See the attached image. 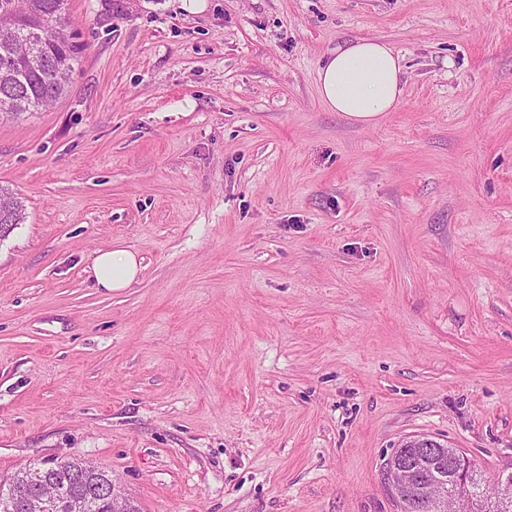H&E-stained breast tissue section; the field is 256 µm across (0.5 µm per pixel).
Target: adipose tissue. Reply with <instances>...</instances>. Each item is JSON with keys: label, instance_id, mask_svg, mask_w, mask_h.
I'll return each instance as SVG.
<instances>
[{"label": "adipose tissue", "instance_id": "obj_1", "mask_svg": "<svg viewBox=\"0 0 512 512\" xmlns=\"http://www.w3.org/2000/svg\"><path fill=\"white\" fill-rule=\"evenodd\" d=\"M402 59L383 42L358 39L338 46L318 71L321 101L349 120L375 124L402 97ZM141 272L138 256L124 248L97 251L92 273L98 287L119 291Z\"/></svg>", "mask_w": 512, "mask_h": 512}]
</instances>
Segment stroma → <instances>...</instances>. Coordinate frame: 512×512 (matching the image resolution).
Instances as JSON below:
<instances>
[{
    "label": "stroma",
    "mask_w": 512,
    "mask_h": 512,
    "mask_svg": "<svg viewBox=\"0 0 512 512\" xmlns=\"http://www.w3.org/2000/svg\"><path fill=\"white\" fill-rule=\"evenodd\" d=\"M70 15L67 94L0 123V482L77 454L141 512H400L407 437L511 466L512 0ZM355 38L402 58L370 127L318 94ZM6 208L12 218L11 223L19 224L24 214L22 201H20L18 197H15L13 193L0 189V228L2 232H5L4 236L11 229V227L7 229L6 226H2V224H11L5 217H2V213ZM92 273L99 288L119 291L129 288L141 272V260L124 248L98 250L92 263Z\"/></svg>",
    "instance_id": "1"
}]
</instances>
